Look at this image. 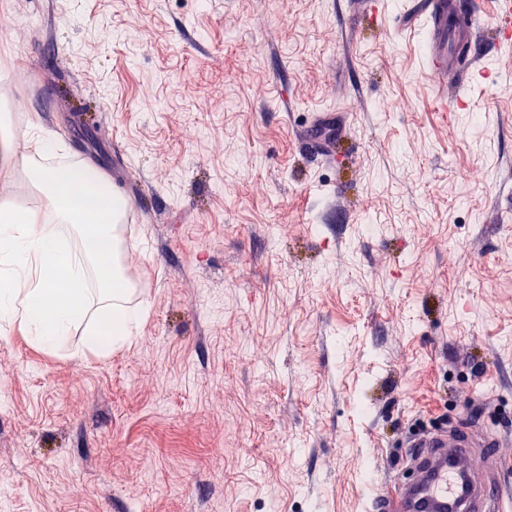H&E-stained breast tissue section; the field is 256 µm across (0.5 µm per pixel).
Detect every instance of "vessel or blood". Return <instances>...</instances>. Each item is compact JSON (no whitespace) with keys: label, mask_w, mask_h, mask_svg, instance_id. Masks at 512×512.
Segmentation results:
<instances>
[{"label":"vessel or blood","mask_w":512,"mask_h":512,"mask_svg":"<svg viewBox=\"0 0 512 512\" xmlns=\"http://www.w3.org/2000/svg\"><path fill=\"white\" fill-rule=\"evenodd\" d=\"M497 21L493 40H512V0H493ZM482 0H470L460 8L459 0H411L402 16L413 26H425L433 50L427 70L438 80L437 91L449 109L464 104L459 94L463 80L476 79L468 56L477 53L482 33L476 24ZM416 477L398 484L393 493L373 494L372 512H501L500 495L488 478L467 469L471 450L478 442L469 434L425 432L410 442Z\"/></svg>","instance_id":"obj_1"}]
</instances>
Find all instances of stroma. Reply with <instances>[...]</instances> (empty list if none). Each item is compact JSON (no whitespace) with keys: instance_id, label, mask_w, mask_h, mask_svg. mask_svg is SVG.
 <instances>
[{"instance_id":"1","label":"stroma","mask_w":512,"mask_h":512,"mask_svg":"<svg viewBox=\"0 0 512 512\" xmlns=\"http://www.w3.org/2000/svg\"><path fill=\"white\" fill-rule=\"evenodd\" d=\"M427 52L360 0H0V166L89 149L143 308L0 331V512H368L422 424L512 512V43L459 111Z\"/></svg>"}]
</instances>
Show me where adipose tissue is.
Here are the masks:
<instances>
[{
	"label": "adipose tissue",
	"instance_id": "obj_1",
	"mask_svg": "<svg viewBox=\"0 0 512 512\" xmlns=\"http://www.w3.org/2000/svg\"><path fill=\"white\" fill-rule=\"evenodd\" d=\"M29 177L45 200L49 218L34 211L0 213V323L20 324L38 345L59 350L74 329L87 349L108 352L125 344L141 310L125 304L127 285L118 259L117 223L123 200L105 190L89 169L33 168ZM62 224L93 227L83 252L60 234ZM66 285H55L58 274ZM100 290L92 305L89 281Z\"/></svg>",
	"mask_w": 512,
	"mask_h": 512
}]
</instances>
